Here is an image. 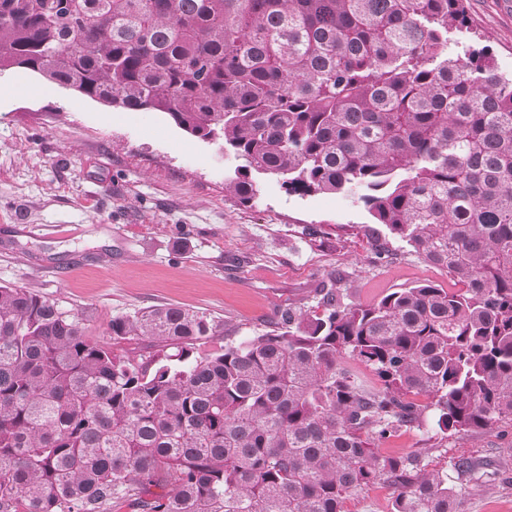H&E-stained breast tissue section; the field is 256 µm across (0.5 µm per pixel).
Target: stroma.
Returning a JSON list of instances; mask_svg holds the SVG:
<instances>
[{
	"mask_svg": "<svg viewBox=\"0 0 512 512\" xmlns=\"http://www.w3.org/2000/svg\"><path fill=\"white\" fill-rule=\"evenodd\" d=\"M466 6L472 33L512 75V0ZM0 85V283L84 313L95 332L112 316L174 305L223 321L239 341L325 284L361 304L418 282L455 285L397 240L378 261L371 219L346 195H294L260 175L240 203L224 191L239 159L162 113L110 108L21 68ZM376 450L446 472L470 460L462 512H512L511 424L449 436L429 407Z\"/></svg>",
	"mask_w": 512,
	"mask_h": 512,
	"instance_id": "obj_1",
	"label": "stroma"
}]
</instances>
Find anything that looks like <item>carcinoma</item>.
Listing matches in <instances>:
<instances>
[{
	"mask_svg": "<svg viewBox=\"0 0 512 512\" xmlns=\"http://www.w3.org/2000/svg\"><path fill=\"white\" fill-rule=\"evenodd\" d=\"M465 0H0V72L161 112L290 194L344 193L460 284L371 304L319 288L277 328L153 306L101 340L0 284V512H460L465 483L370 448L431 401L445 434L512 422V77L454 55ZM150 340L139 354L124 345ZM364 364L380 388L358 383ZM392 489L378 484L353 493L345 503L346 512H389Z\"/></svg>",
	"mask_w": 512,
	"mask_h": 512,
	"instance_id": "cac0c4a2",
	"label": "carcinoma"
}]
</instances>
